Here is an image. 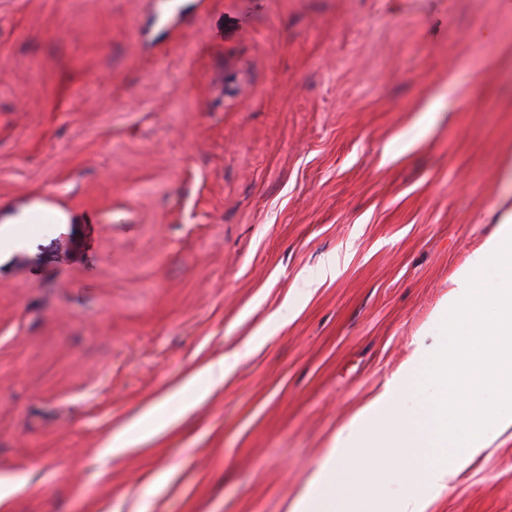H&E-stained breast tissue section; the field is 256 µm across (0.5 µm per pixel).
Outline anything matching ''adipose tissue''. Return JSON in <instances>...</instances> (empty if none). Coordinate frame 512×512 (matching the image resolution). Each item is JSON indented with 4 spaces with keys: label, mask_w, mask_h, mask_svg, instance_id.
<instances>
[{
    "label": "adipose tissue",
    "mask_w": 512,
    "mask_h": 512,
    "mask_svg": "<svg viewBox=\"0 0 512 512\" xmlns=\"http://www.w3.org/2000/svg\"><path fill=\"white\" fill-rule=\"evenodd\" d=\"M498 207L497 230L454 277L448 307L436 320L442 352L409 363L386 393L360 411L293 512H363L366 502L375 503L374 512H426L415 485L447 488L462 468L428 460L427 443L402 425L419 375H427L433 389L437 447L456 438L464 462H470L487 447L486 430L512 427V195L503 194ZM489 390L497 403L486 408L482 401ZM480 424L485 432H477ZM387 451L392 469L374 466L377 455Z\"/></svg>",
    "instance_id": "obj_1"
}]
</instances>
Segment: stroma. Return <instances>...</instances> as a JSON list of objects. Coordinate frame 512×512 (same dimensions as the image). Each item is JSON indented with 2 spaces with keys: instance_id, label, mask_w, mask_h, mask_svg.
Instances as JSON below:
<instances>
[{
  "instance_id": "obj_1",
  "label": "stroma",
  "mask_w": 512,
  "mask_h": 512,
  "mask_svg": "<svg viewBox=\"0 0 512 512\" xmlns=\"http://www.w3.org/2000/svg\"><path fill=\"white\" fill-rule=\"evenodd\" d=\"M509 158L512 0H0V512H291ZM427 512H512V429Z\"/></svg>"
}]
</instances>
